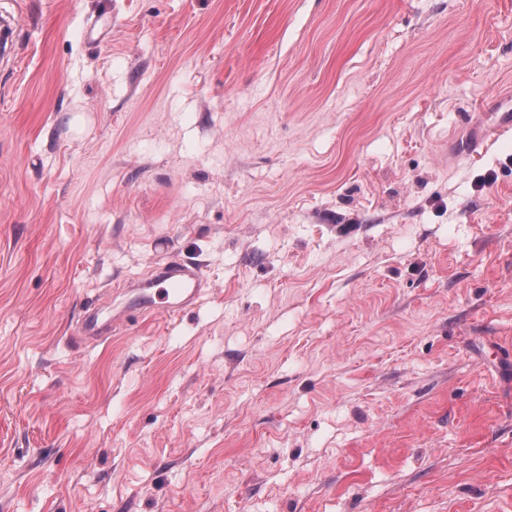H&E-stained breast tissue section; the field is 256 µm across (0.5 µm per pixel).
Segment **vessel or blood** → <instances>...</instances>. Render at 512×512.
I'll return each instance as SVG.
<instances>
[{
	"label": "vessel or blood",
	"mask_w": 512,
	"mask_h": 512,
	"mask_svg": "<svg viewBox=\"0 0 512 512\" xmlns=\"http://www.w3.org/2000/svg\"><path fill=\"white\" fill-rule=\"evenodd\" d=\"M211 282L192 260L156 264L149 279L141 283L125 303V310L149 315L179 314L192 307Z\"/></svg>",
	"instance_id": "1"
}]
</instances>
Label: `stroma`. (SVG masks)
I'll list each match as a JSON object with an SVG mask.
<instances>
[{
    "label": "stroma",
    "instance_id": "obj_1",
    "mask_svg": "<svg viewBox=\"0 0 512 512\" xmlns=\"http://www.w3.org/2000/svg\"><path fill=\"white\" fill-rule=\"evenodd\" d=\"M2 17L0 512H512V0ZM137 288L122 310L112 315V325L128 311L140 315L182 313L212 285L197 262L171 260L157 263L151 277Z\"/></svg>",
    "mask_w": 512,
    "mask_h": 512
}]
</instances>
